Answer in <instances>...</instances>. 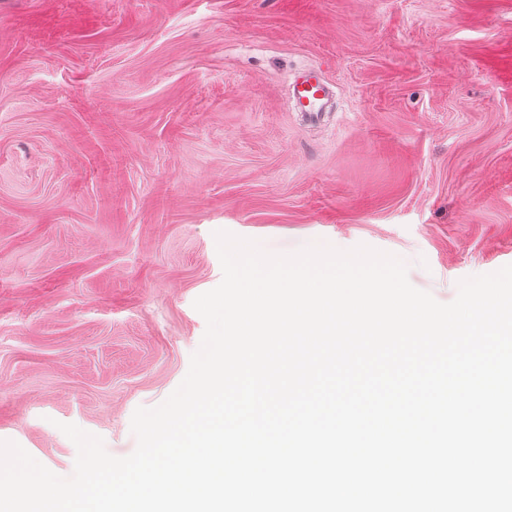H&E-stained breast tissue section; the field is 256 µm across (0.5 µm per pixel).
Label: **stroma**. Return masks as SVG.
Listing matches in <instances>:
<instances>
[{
	"mask_svg": "<svg viewBox=\"0 0 512 512\" xmlns=\"http://www.w3.org/2000/svg\"><path fill=\"white\" fill-rule=\"evenodd\" d=\"M221 230L388 252L442 303L512 265V0H0V441L130 455ZM331 90L318 70H302L297 73L290 88L289 99L300 112H306L310 120H316L326 110Z\"/></svg>",
	"mask_w": 512,
	"mask_h": 512,
	"instance_id": "stroma-1",
	"label": "stroma"
}]
</instances>
